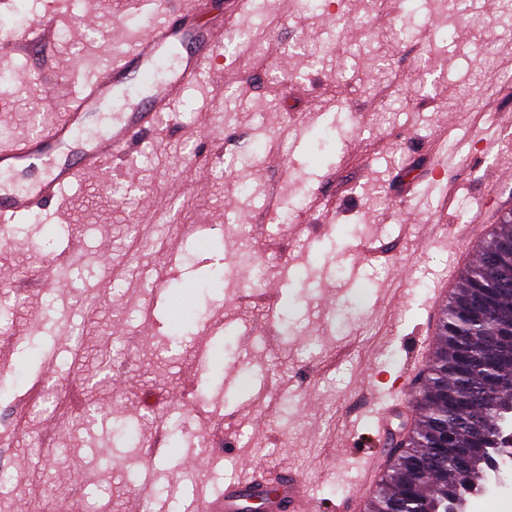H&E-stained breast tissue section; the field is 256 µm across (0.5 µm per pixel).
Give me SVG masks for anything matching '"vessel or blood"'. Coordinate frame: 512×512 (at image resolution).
Listing matches in <instances>:
<instances>
[{"label":"vessel or blood","mask_w":512,"mask_h":512,"mask_svg":"<svg viewBox=\"0 0 512 512\" xmlns=\"http://www.w3.org/2000/svg\"><path fill=\"white\" fill-rule=\"evenodd\" d=\"M208 0H194L187 7L180 0H155L157 13L147 31L134 38L130 50L118 61L86 66L77 74L80 87L71 96L61 117L42 125L37 133L8 145H0V174L8 176L9 188L0 190V235L21 217L49 224L58 216L64 189L84 175L102 172L112 158L132 154L141 135L163 115L172 113L180 89L199 82L219 57L224 43V24L201 28L198 19ZM48 24L20 30H1L0 43L11 47L49 38ZM120 108L100 134H90L102 103ZM39 178H32L35 168ZM380 439H387L394 419L406 414L398 394L381 398L371 390ZM388 464L383 453L372 456L368 477L350 497L358 505L380 480ZM192 512H319L320 503L308 493L300 477L279 474L275 481L254 476L226 483L211 494L198 490Z\"/></svg>","instance_id":"b4317fda"}]
</instances>
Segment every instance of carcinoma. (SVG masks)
Masks as SVG:
<instances>
[{"mask_svg":"<svg viewBox=\"0 0 512 512\" xmlns=\"http://www.w3.org/2000/svg\"><path fill=\"white\" fill-rule=\"evenodd\" d=\"M494 253L495 260L486 262ZM512 216L497 225L475 264L460 278L454 294L442 308L438 331L440 343L432 364L410 404L417 414L415 428L395 458L384 485L369 503L371 512H426L434 498L466 495V479L453 476L455 449L444 444L456 434L458 415L479 413L485 426L472 435L474 455L469 478L485 470L484 461L497 451L495 424L501 410L512 399V324L493 317L512 308ZM481 298L480 312L473 301ZM477 383L496 384L503 396H494L467 410L456 402ZM444 452L442 472L426 466L430 451Z\"/></svg>","mask_w":512,"mask_h":512,"instance_id":"cac0c4a2","label":"carcinoma"}]
</instances>
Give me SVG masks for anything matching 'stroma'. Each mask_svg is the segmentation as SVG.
Masks as SVG:
<instances>
[{
  "label": "stroma",
  "instance_id": "stroma-1",
  "mask_svg": "<svg viewBox=\"0 0 512 512\" xmlns=\"http://www.w3.org/2000/svg\"><path fill=\"white\" fill-rule=\"evenodd\" d=\"M0 0V20L25 10L51 21L48 44L0 45V69L14 94L0 101V127L25 136L33 114L64 107L57 86L70 72L102 64L124 35L152 19L151 0ZM267 0L235 21L247 38L223 49L213 74L185 89L173 117L145 134L132 157L110 163L66 192L62 212L32 235L30 223L0 242V471L23 479L0 496V512H150V493L127 475L147 465L179 467L181 448L198 449L200 469L183 471L193 489L240 473L293 469L313 496L340 503L379 443L368 390L408 369L422 348L427 304L438 280L468 248L459 236L474 213L512 202V32L501 15L512 0ZM405 24L419 38L397 35ZM457 146L455 175L422 208L403 196L393 172L425 182L442 144ZM297 220L282 222L290 200ZM379 259L349 290L340 283L364 241ZM109 258L75 265L68 283L49 286L61 256ZM181 263L164 287L201 321L176 355L158 337L141 340L143 310L170 257ZM291 282L275 308L289 332L270 326L266 298L280 263ZM74 304L65 330L71 350L43 365L50 337L35 333L41 305ZM230 318L245 333L207 339L206 321ZM225 349L212 382L236 387L220 406L184 411L194 432L180 448L147 458L174 398L196 387L194 351ZM290 412H283V405ZM137 434L132 446H89L86 414Z\"/></svg>",
  "mask_w": 512,
  "mask_h": 512
}]
</instances>
